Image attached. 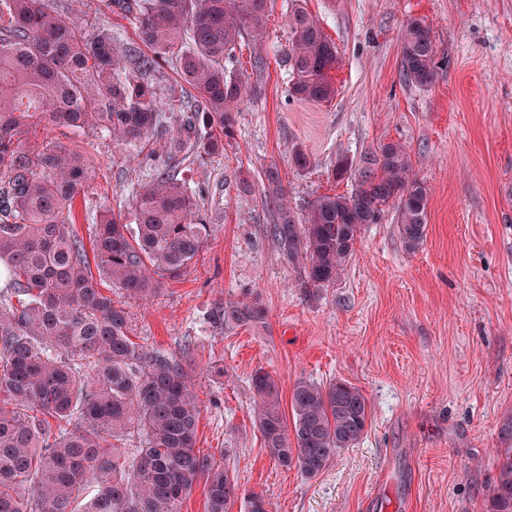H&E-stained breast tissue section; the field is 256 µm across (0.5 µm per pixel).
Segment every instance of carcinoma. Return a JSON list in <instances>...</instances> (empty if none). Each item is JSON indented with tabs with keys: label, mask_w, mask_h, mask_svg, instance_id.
<instances>
[{
	"label": "carcinoma",
	"mask_w": 512,
	"mask_h": 512,
	"mask_svg": "<svg viewBox=\"0 0 512 512\" xmlns=\"http://www.w3.org/2000/svg\"><path fill=\"white\" fill-rule=\"evenodd\" d=\"M136 21L148 52L116 45L112 31L61 13L52 0H0V512H72L94 480L81 512H181L205 478V512H233L239 485L229 469L196 449L200 404L173 356L130 338L125 308L103 293L101 278L135 300L155 297L159 279H174L210 236L193 220L196 196L167 172L133 196L135 230L115 216L95 218L90 239L97 271L73 228L72 204L89 186L95 162L55 140L30 145V129L60 126L101 133L142 151L170 132H191L194 114L208 131L193 148L224 152L250 75L224 69L246 37L266 24L267 0H112ZM289 93L326 102L336 94L334 42L300 4L288 15ZM442 60L430 27L408 21L401 37L405 79L433 84ZM170 63L194 91L166 115L156 72ZM337 179H355L349 194H323L301 219L280 204L272 235L303 271L328 287L345 270L362 232L397 207L398 233L410 251L427 235L429 192L406 149L387 144ZM224 322L266 323L261 303L224 301ZM255 422L278 466L313 478L343 448L367 433L371 409L342 380H300L291 392L292 422L274 378L251 377ZM137 435L128 452L115 442ZM496 479L487 512H512V417L501 427Z\"/></svg>",
	"instance_id": "cac0c4a2"
}]
</instances>
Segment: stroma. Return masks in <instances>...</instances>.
<instances>
[{
    "label": "stroma",
    "mask_w": 512,
    "mask_h": 512,
    "mask_svg": "<svg viewBox=\"0 0 512 512\" xmlns=\"http://www.w3.org/2000/svg\"><path fill=\"white\" fill-rule=\"evenodd\" d=\"M53 2L70 16L88 12L121 44L138 42L133 18L111 0ZM293 2L269 0L262 38L237 54L252 90L223 154L132 157L111 138L43 126L33 138L94 159L96 177L72 211L83 238L100 212L128 215L156 170L202 188L211 235L198 259L149 302L102 291L124 304L134 342L185 366L201 405L197 447L235 473L242 494H262L269 512H486L512 415V0H301L341 58L336 94L322 103L289 94ZM414 18L446 57L428 86L400 75ZM388 143L405 147L428 188L423 245L406 250L388 211L363 231L336 284L303 287L271 233L280 212L269 173L299 214L319 195L352 191L353 180L332 175L339 160ZM298 151L308 167L295 166ZM229 298L260 302L266 325L219 320ZM259 369L285 401L302 379L359 387L372 410L367 435L317 477L277 466L254 420Z\"/></svg>",
    "instance_id": "35a3bbf8"
}]
</instances>
